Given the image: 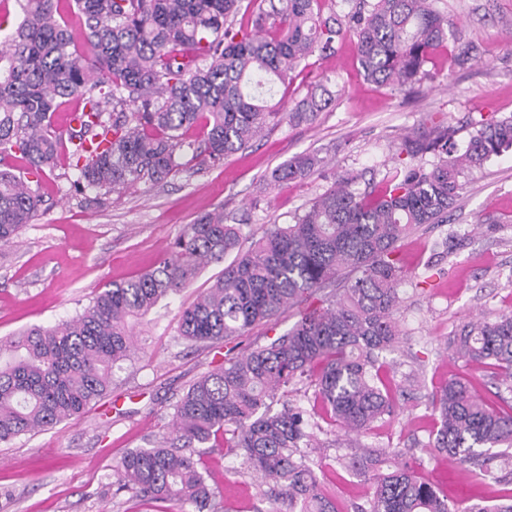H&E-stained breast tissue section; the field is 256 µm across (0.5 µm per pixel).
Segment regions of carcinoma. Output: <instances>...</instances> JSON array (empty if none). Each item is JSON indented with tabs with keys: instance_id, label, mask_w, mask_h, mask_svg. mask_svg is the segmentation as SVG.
Masks as SVG:
<instances>
[{
	"instance_id": "cac0c4a2",
	"label": "carcinoma",
	"mask_w": 512,
	"mask_h": 512,
	"mask_svg": "<svg viewBox=\"0 0 512 512\" xmlns=\"http://www.w3.org/2000/svg\"><path fill=\"white\" fill-rule=\"evenodd\" d=\"M59 2L22 0V19L0 47V155H20L36 175L56 167L67 149L78 171L71 188L103 196L143 178L166 179L183 131L198 123L207 129L203 152L220 161L272 118L314 122L336 101L328 80L286 112L274 101L275 85L348 32L364 77L399 91L430 76L425 66L453 36L435 0H339L340 11L327 17L315 10L320 0H269L250 30L235 27L244 0H71L84 25L79 44ZM71 100L82 103L81 123L64 137L52 116ZM509 149L512 117L474 123L461 151L441 125L407 135L380 191H360L359 175L349 172L295 223L271 225L246 250L224 212L202 215L155 268L104 285L69 320L0 340V444L78 417L100 400L115 369L135 354L131 322L234 251L221 277L179 312L182 340L218 344L241 336L337 278L340 292L328 307L302 313L287 334L226 358L195 381L174 406L169 433L121 458L117 482L174 512H208L215 491L195 449L225 447L265 479L260 496L267 502H286L288 512H337L310 464L315 410L286 402L275 409L274 396L308 380L323 415L349 432L392 414L379 352L401 335L393 318L402 273L397 243L424 224L448 222L465 172ZM428 153L436 163H416ZM321 163L298 155L271 179L308 178ZM42 205L27 176L0 167V244L12 243ZM448 350L494 366L512 390V313L463 325ZM432 405L440 425L427 447L468 466L478 482L494 477L492 449L512 447V406L487 407L461 379L448 380ZM378 462L379 450L367 448L349 467L367 475ZM373 486L360 512H512V497L452 504L406 464L373 475Z\"/></svg>"
}]
</instances>
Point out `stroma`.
I'll list each match as a JSON object with an SVG mask.
<instances>
[{
    "label": "stroma",
    "mask_w": 512,
    "mask_h": 512,
    "mask_svg": "<svg viewBox=\"0 0 512 512\" xmlns=\"http://www.w3.org/2000/svg\"><path fill=\"white\" fill-rule=\"evenodd\" d=\"M439 7L453 20L455 36L429 63L430 79L414 91L368 82L349 36L334 53L310 57L276 88L289 106L314 81L330 79L336 104L314 123L270 122L248 147L215 163L203 154V128H193L166 180L142 179L101 204L94 203V190L71 191L75 170L45 171L35 185L44 200L37 217L13 244L0 246V338L74 316L99 286L152 268L185 225L204 213L223 210L225 223L238 227L248 246L270 225L294 223L340 174L357 172L360 189L373 190L393 167L394 145L403 135L439 123L460 144L470 122L512 115V0H440ZM301 154L321 159L314 175L272 182L273 169ZM449 237L456 247L446 253L441 243ZM398 256L402 302L395 318L402 335L380 355L396 412L352 436L319 419L313 467L338 512H354L372 488L348 467L358 444L400 450L402 461L450 500L512 496V467L478 485L467 467L427 446L439 426L431 400L448 379H466L494 407L512 406V391L498 384L491 367L445 350L470 320L512 312V150L469 173L447 223L413 230L399 242ZM222 271V265L207 266L188 288L136 321V354L85 413L0 445V512H169L167 503L116 492L117 462L167 433L175 403L194 381L227 356L268 345L300 316L293 305L245 335L187 346L177 336L178 314ZM200 465L218 493L214 512H267L256 473L236 452L201 449Z\"/></svg>",
    "instance_id": "obj_1"
}]
</instances>
